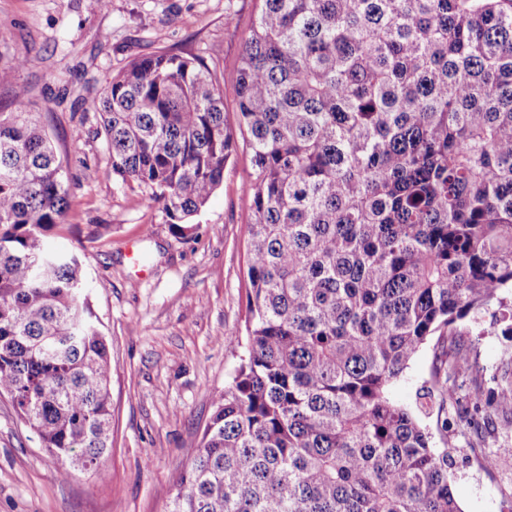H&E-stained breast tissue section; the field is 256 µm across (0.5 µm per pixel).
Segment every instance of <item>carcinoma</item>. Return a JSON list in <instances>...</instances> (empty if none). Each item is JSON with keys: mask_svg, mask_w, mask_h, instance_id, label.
<instances>
[{"mask_svg": "<svg viewBox=\"0 0 512 512\" xmlns=\"http://www.w3.org/2000/svg\"><path fill=\"white\" fill-rule=\"evenodd\" d=\"M259 3L236 75L247 347L168 512H461L448 421L424 418L452 401L467 428L512 427V366L444 349L415 407L389 388L436 333L512 300V0ZM82 105L112 173L192 230L236 148L212 70L161 51ZM67 195L35 113L0 112V395L90 470L112 364L80 258L45 242Z\"/></svg>", "mask_w": 512, "mask_h": 512, "instance_id": "obj_1", "label": "carcinoma"}]
</instances>
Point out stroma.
<instances>
[{
  "label": "stroma",
  "instance_id": "35a3bbf8",
  "mask_svg": "<svg viewBox=\"0 0 512 512\" xmlns=\"http://www.w3.org/2000/svg\"><path fill=\"white\" fill-rule=\"evenodd\" d=\"M258 0H0V111L41 112L65 168L69 206L49 232L55 251L79 256L82 297L112 360V446L92 470L60 464L0 396V512H167L175 481L198 447L214 403L239 364L246 341V224L242 185L251 155L238 147L222 185L176 232L147 187L112 175L97 113L80 101L98 95L128 63L159 50L200 57L237 106L236 69ZM28 90L25 101L16 85ZM456 325L447 349L478 342L492 366L512 356V338L479 336L499 320ZM433 345L424 346L390 388L411 406L430 386ZM455 444L452 489L463 512H512V429L493 420L461 432L447 405ZM507 454L492 469L466 457L468 443Z\"/></svg>",
  "mask_w": 512,
  "mask_h": 512
}]
</instances>
